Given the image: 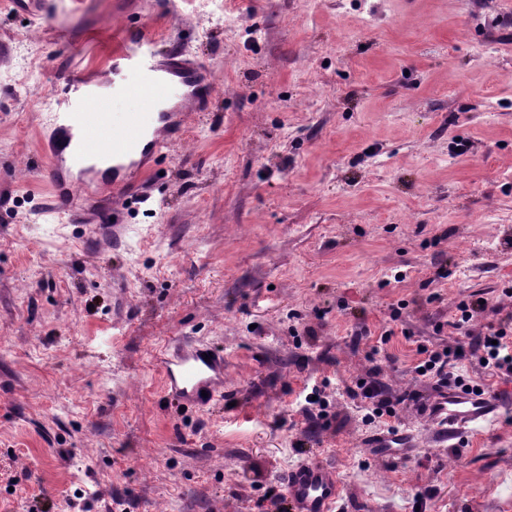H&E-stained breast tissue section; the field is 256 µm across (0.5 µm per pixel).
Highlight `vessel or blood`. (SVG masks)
I'll return each mask as SVG.
<instances>
[{"mask_svg": "<svg viewBox=\"0 0 512 512\" xmlns=\"http://www.w3.org/2000/svg\"><path fill=\"white\" fill-rule=\"evenodd\" d=\"M113 80L140 104L123 125L112 123L111 104L94 75H78L65 89L63 108L49 116L51 149L46 154L56 199L69 201L88 193L94 183L108 184L116 194L147 183L151 159L169 150L186 131L187 117L206 109L212 95L198 68L173 54L160 59L136 48L120 46L108 63ZM168 388L181 403L200 408L224 395V355L213 347L184 342L158 356ZM500 399L452 393L435 403L434 420L455 436L467 425L497 413ZM404 429L369 437L366 448L391 457L413 447ZM342 482L338 472L319 461H306L289 472L285 498L290 512H335Z\"/></svg>", "mask_w": 512, "mask_h": 512, "instance_id": "vessel-or-blood-1", "label": "vessel or blood"}]
</instances>
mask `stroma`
I'll list each match as a JSON object with an SVG mask.
<instances>
[{
	"label": "stroma",
	"instance_id": "35a3bbf8",
	"mask_svg": "<svg viewBox=\"0 0 512 512\" xmlns=\"http://www.w3.org/2000/svg\"><path fill=\"white\" fill-rule=\"evenodd\" d=\"M135 41L182 50L209 108L146 201H56L45 117ZM508 284L512 0H0V512H276L305 458L340 512H512V380L459 362L504 398L454 445L411 372L419 345L470 344L460 301L512 312ZM183 339L224 353L203 409L153 359ZM375 365L420 395L401 458L368 453L386 425L346 392ZM483 298L463 300L457 305V310L460 312L458 319L451 322L449 326L457 331L458 333H464L465 335L470 334L469 326L478 320L482 315L491 312L493 315H499L503 310V307H490L488 302L482 303Z\"/></svg>",
	"mask_w": 512,
	"mask_h": 512
}]
</instances>
